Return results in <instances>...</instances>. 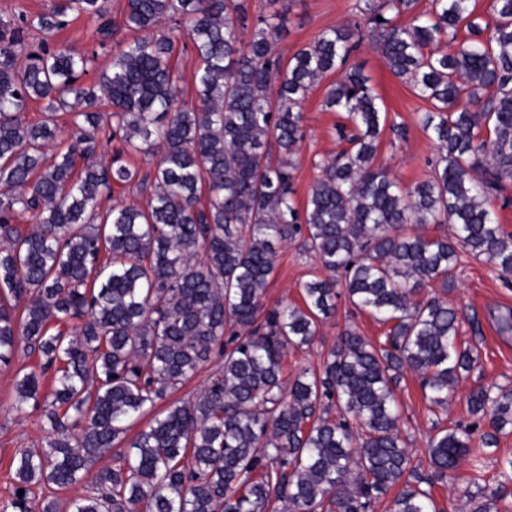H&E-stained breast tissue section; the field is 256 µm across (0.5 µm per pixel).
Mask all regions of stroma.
<instances>
[{
    "instance_id": "1",
    "label": "stroma",
    "mask_w": 512,
    "mask_h": 512,
    "mask_svg": "<svg viewBox=\"0 0 512 512\" xmlns=\"http://www.w3.org/2000/svg\"><path fill=\"white\" fill-rule=\"evenodd\" d=\"M357 4L358 0H290L279 50L285 56H292L322 32L355 21ZM105 6L114 29L110 40L101 41L97 21L86 16L70 22L58 33V40L70 42L83 51H98L100 59L109 58L133 33L124 25L125 0H106ZM353 61L368 77L387 115L376 161L388 167L401 187L414 186L427 178L426 161L435 153L434 144L419 125L420 114L428 110L430 104L419 98L409 83L395 76L370 46H362ZM169 63L180 78V102L188 108L195 106V74L200 62L187 36L176 39ZM324 95V86H317L301 105L304 138L293 157L295 200L300 205L305 204L313 182L320 175L316 161L346 147L337 135L339 126L346 122V115L325 108ZM319 270L314 255L304 252L298 245L279 247L275 271L262 297L265 308L281 303L302 305L299 285ZM422 294L444 298L457 310L459 337L475 346L479 354L478 366L459 382L444 410H432L414 375H405L396 390L402 416L401 435L408 442L413 463L425 471L429 468L427 440L432 432V420H439L441 426L448 428L468 424L471 418L466 394L471 387L479 383L512 386V332H500L498 326L499 317L512 310V280H506L485 258L465 252L454 270L453 288L445 290L434 282L426 285ZM347 329L373 342L385 331L383 324L352 308L346 298H338L335 316L321 324L312 347L289 350L283 368L285 379L292 380L302 371L317 369L324 354ZM36 364L33 357L0 364V502L8 500L13 491L15 454L23 448L44 446L48 436L49 424L43 404L31 401L24 408L16 406L19 371ZM474 452V457L461 461L456 483L435 484L433 497L442 512H468L455 488L465 485L473 476H480L487 491L496 489L500 464L512 458V432L499 434L496 447L478 446Z\"/></svg>"
}]
</instances>
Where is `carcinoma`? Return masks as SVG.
<instances>
[{
  "mask_svg": "<svg viewBox=\"0 0 512 512\" xmlns=\"http://www.w3.org/2000/svg\"><path fill=\"white\" fill-rule=\"evenodd\" d=\"M271 2L283 9L250 27L246 0H126L125 27L139 36L91 84L83 77L96 54L53 37L72 17H105L104 0H54L0 27V362L44 359L18 380L17 407L55 368L52 436L18 452L0 512H58L32 485L80 483L145 417L129 451L69 512H372L398 486L394 512H444L432 486L455 478L475 431L488 424L489 447L512 428L511 387L471 388L474 422L433 424L425 476L411 465L395 398L410 372L442 409L478 361L459 341L456 309L413 299L432 282L448 287L456 247L512 276V235L490 208L512 184V0H491L485 38L471 0L422 10L421 0H364L366 29L332 28L289 58L277 49L288 0ZM403 13L407 22L395 21ZM167 21L168 35L140 36ZM365 30L390 71L432 104L421 126L436 154L410 188L375 163L385 114L348 64ZM178 32L201 62L196 107L178 105L169 64ZM449 33L448 51H429ZM331 73L339 78L326 106L347 113L353 134L318 163L300 209V106ZM33 102L43 104L37 123L24 120ZM104 106L108 139L130 153L160 151L154 171L140 174L119 152L95 159ZM60 111L71 114L72 143L49 153ZM114 184L135 185L147 204L104 205ZM21 211L36 221L26 232L14 225ZM408 224H449L453 238L410 234ZM297 241L327 275L300 283L304 306L266 310L276 247ZM342 294L388 325L384 340L345 330L318 371L284 384L288 349L312 345ZM215 359L198 396L157 409ZM500 477L496 498L476 482L462 489L470 512H496L512 459Z\"/></svg>",
  "mask_w": 512,
  "mask_h": 512,
  "instance_id": "carcinoma-1",
  "label": "carcinoma"
}]
</instances>
